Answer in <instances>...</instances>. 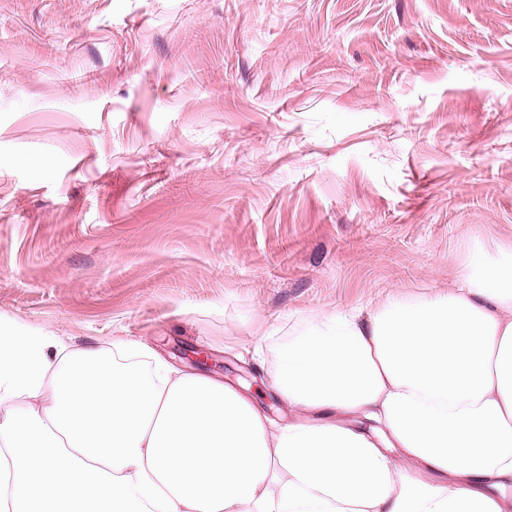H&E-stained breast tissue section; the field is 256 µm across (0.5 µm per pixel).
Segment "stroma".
<instances>
[{"label":"stroma","mask_w":512,"mask_h":512,"mask_svg":"<svg viewBox=\"0 0 512 512\" xmlns=\"http://www.w3.org/2000/svg\"><path fill=\"white\" fill-rule=\"evenodd\" d=\"M476 238L512 244V0H0V327L284 417L256 345Z\"/></svg>","instance_id":"obj_1"}]
</instances>
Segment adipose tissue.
Instances as JSON below:
<instances>
[{
  "label": "adipose tissue",
  "mask_w": 512,
  "mask_h": 512,
  "mask_svg": "<svg viewBox=\"0 0 512 512\" xmlns=\"http://www.w3.org/2000/svg\"><path fill=\"white\" fill-rule=\"evenodd\" d=\"M272 364L285 424L139 341L0 334V512H512V245Z\"/></svg>",
  "instance_id": "adipose-tissue-1"
}]
</instances>
